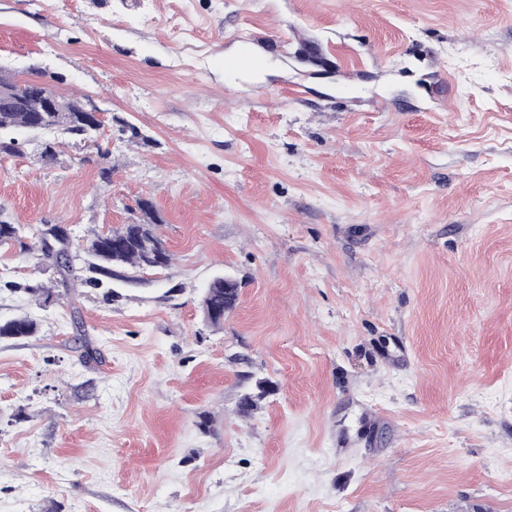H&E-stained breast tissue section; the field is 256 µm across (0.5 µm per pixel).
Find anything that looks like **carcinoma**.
<instances>
[{"instance_id": "cac0c4a2", "label": "carcinoma", "mask_w": 512, "mask_h": 512, "mask_svg": "<svg viewBox=\"0 0 512 512\" xmlns=\"http://www.w3.org/2000/svg\"><path fill=\"white\" fill-rule=\"evenodd\" d=\"M0 88H10L16 96L23 97L27 93L28 82H20L8 72L0 70ZM38 116L37 112L0 106V130L29 129ZM142 210L143 219L140 222L124 224L108 233L95 235L81 254L71 251L70 235L67 228L60 224H44L36 229L33 236L37 238V244L32 249L38 252L41 261L55 267L60 275L57 286L66 289L71 288L79 278L81 263L91 272L110 274L114 266L152 270V262L159 256L161 261L157 267H166L171 262V254L156 234V215L148 203L142 205ZM13 242H22V228L18 224L0 221V244ZM238 297V282L222 277L213 279L201 299L205 320L214 327L222 326L224 320L213 316V313L232 311ZM36 332L37 323L29 317H20L0 325V336L20 338L33 336Z\"/></svg>"}]
</instances>
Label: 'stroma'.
<instances>
[{"label": "stroma", "instance_id": "1", "mask_svg": "<svg viewBox=\"0 0 512 512\" xmlns=\"http://www.w3.org/2000/svg\"><path fill=\"white\" fill-rule=\"evenodd\" d=\"M0 68L101 119L12 131L0 221L172 255L41 305L0 247V512H512V0H0ZM239 41L242 43L241 50L236 58L225 61L224 67H229L240 73H256L263 69L264 60L254 55L249 50V45L251 42V36H238ZM238 297V282L232 279L224 281V277L213 279L201 299L205 320L214 327H221L224 324V317H214L212 312H219L224 316V312H230L235 308ZM36 332L37 323L30 317H20L0 325V336L20 338L34 336Z\"/></svg>", "mask_w": 512, "mask_h": 512}]
</instances>
